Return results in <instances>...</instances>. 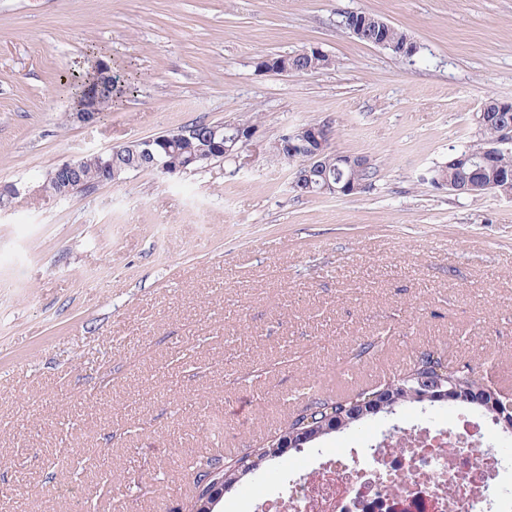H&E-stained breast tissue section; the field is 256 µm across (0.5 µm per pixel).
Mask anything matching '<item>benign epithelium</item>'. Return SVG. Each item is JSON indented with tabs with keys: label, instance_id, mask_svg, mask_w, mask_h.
<instances>
[{
	"label": "benign epithelium",
	"instance_id": "1",
	"mask_svg": "<svg viewBox=\"0 0 512 512\" xmlns=\"http://www.w3.org/2000/svg\"><path fill=\"white\" fill-rule=\"evenodd\" d=\"M500 112L496 114L499 124L502 126V135L498 140L487 143V146L478 153H473L469 149H459L455 152L452 163L459 166H469L472 168L471 177L473 183L482 192L492 191L500 196L512 200V171L500 173L494 169L493 160L497 159L499 154L512 149V106L508 104L499 105ZM332 123L324 122L319 125H302L300 127L284 131L275 141V154L285 160L289 157L302 158L301 173L294 176L291 186L299 190L305 188L312 189L311 176L323 171V165L327 163V158L336 159V180H325L319 188L315 189L314 195L331 196H354L361 189V185L354 178H342L343 169H348L354 173L373 165L372 159L367 155L341 154L331 149V139L328 129ZM224 130V156L235 157L241 150L254 138L258 126H244L237 122H221L216 124L213 131ZM196 135V127L183 126L177 130L168 131L154 137L137 139L133 141L140 148V156L143 164L142 168L153 170L166 176L181 174L186 166L196 164L206 156L199 154H190L183 159L182 164L171 165L163 158V155L155 150L158 144L164 145V150H169V146L186 140ZM116 148H111L105 152L94 154L98 168L101 172L100 182H118L122 180L126 171L122 168L112 167V152ZM84 158L66 160L55 166V171L47 174L46 178L38 186L37 192L44 198L59 199L62 194L70 191L69 180L75 177L83 168ZM468 396L474 403H480V394L464 391L453 385L445 386L442 382L435 384L427 383L414 393V397L420 401L430 402H453L462 396ZM371 401L370 411L378 414L382 411L392 413L399 403L400 397L395 393V387L385 385L379 388L375 394L368 397ZM497 407L504 428L512 427V396L499 395ZM311 438V434H284L277 437L269 444L267 452L271 456H282L290 448H301ZM224 497V481L216 479L209 484V492L197 497L190 505L179 509V512H214L215 507Z\"/></svg>",
	"mask_w": 512,
	"mask_h": 512
}]
</instances>
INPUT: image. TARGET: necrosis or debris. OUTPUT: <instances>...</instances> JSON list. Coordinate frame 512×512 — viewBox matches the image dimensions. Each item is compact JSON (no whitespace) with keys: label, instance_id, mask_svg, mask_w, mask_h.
I'll list each match as a JSON object with an SVG mask.
<instances>
[{"label":"necrosis or debris","instance_id":"obj_1","mask_svg":"<svg viewBox=\"0 0 512 512\" xmlns=\"http://www.w3.org/2000/svg\"><path fill=\"white\" fill-rule=\"evenodd\" d=\"M480 427L414 428L402 448H350L285 482L259 512H388L396 496L417 498L415 512H512V497H489L492 480L512 468L483 447Z\"/></svg>","mask_w":512,"mask_h":512}]
</instances>
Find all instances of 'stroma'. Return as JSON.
<instances>
[{
	"label": "stroma",
	"mask_w": 512,
	"mask_h": 512,
	"mask_svg": "<svg viewBox=\"0 0 512 512\" xmlns=\"http://www.w3.org/2000/svg\"><path fill=\"white\" fill-rule=\"evenodd\" d=\"M350 11L417 55L352 37ZM311 47L333 66L257 67ZM104 66L134 92L69 121V79ZM490 98L512 102V0H0V185L191 123L259 125L238 158L187 174L0 204V512H175L198 459L262 446L308 383L354 392L428 350L502 389L512 201L418 180ZM322 121L334 150L371 157L367 192L293 191L268 146ZM459 410L402 405L290 450L217 512H251L283 466Z\"/></svg>",
	"instance_id": "stroma-1"
}]
</instances>
